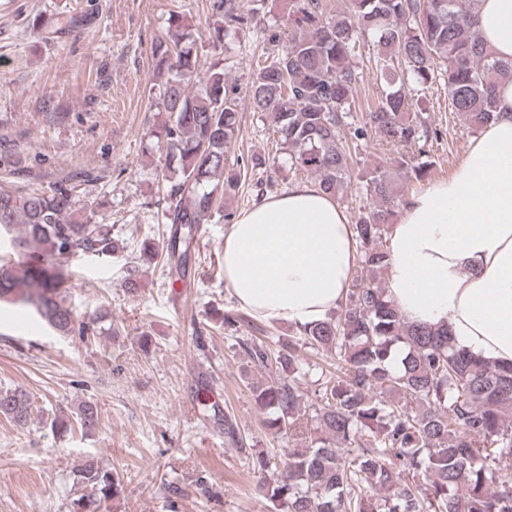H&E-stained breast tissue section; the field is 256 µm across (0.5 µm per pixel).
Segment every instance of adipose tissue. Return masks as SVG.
Returning a JSON list of instances; mask_svg holds the SVG:
<instances>
[{
	"label": "adipose tissue",
	"instance_id": "adipose-tissue-1",
	"mask_svg": "<svg viewBox=\"0 0 512 512\" xmlns=\"http://www.w3.org/2000/svg\"><path fill=\"white\" fill-rule=\"evenodd\" d=\"M478 29L512 61V0H478ZM497 120L450 178L411 195L387 235V293L408 322L445 327L458 348L512 365V82ZM356 242L336 200L308 184L254 203L224 234V283L252 314L324 320L353 280Z\"/></svg>",
	"mask_w": 512,
	"mask_h": 512
}]
</instances>
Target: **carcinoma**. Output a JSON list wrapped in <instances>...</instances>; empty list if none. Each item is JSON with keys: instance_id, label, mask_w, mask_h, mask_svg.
I'll list each match as a JSON object with an SVG mask.
<instances>
[{"instance_id": "carcinoma-1", "label": "carcinoma", "mask_w": 512, "mask_h": 512, "mask_svg": "<svg viewBox=\"0 0 512 512\" xmlns=\"http://www.w3.org/2000/svg\"><path fill=\"white\" fill-rule=\"evenodd\" d=\"M288 23L270 35L282 50L258 67L248 101L273 117L284 164L315 176L318 187L338 196L351 183L342 132L380 138L396 151L403 174L422 180L425 167L409 150L437 135L419 112H410L406 86L423 89L441 80L451 110L478 131L496 118V87L512 81V62L482 45L476 0H349L346 11L326 13L324 0H288ZM210 38L222 41L257 23L244 0H213ZM194 29L152 46L158 111L167 115L158 136L167 172L163 216L167 228L153 255L168 276L186 280L195 236L224 199L236 196L248 171L230 163L241 97L224 68H203ZM378 48L376 79L382 91L365 119L350 122L359 76L352 65L357 43ZM372 202L353 224L357 263L345 300L329 317L274 345L243 343L255 367L276 373L254 379L249 390L268 414L266 427L291 433L310 418L318 435L308 448H292L278 462L252 455L260 512H512V366L485 362L455 348L447 332L406 321L386 292V236L397 215L399 192L388 169L365 176ZM16 259L0 260V301L25 308L58 336L87 339L96 320L79 321L62 296L71 259L107 263L118 249L112 225L76 206L74 187L61 181L48 190L24 182H0V239ZM248 326L247 313L224 312V329ZM326 354L335 371H321L316 400L305 403L301 350ZM29 397L0 393V415L23 426ZM88 493L71 512H97L120 494L118 475L92 458L78 470Z\"/></svg>"}]
</instances>
